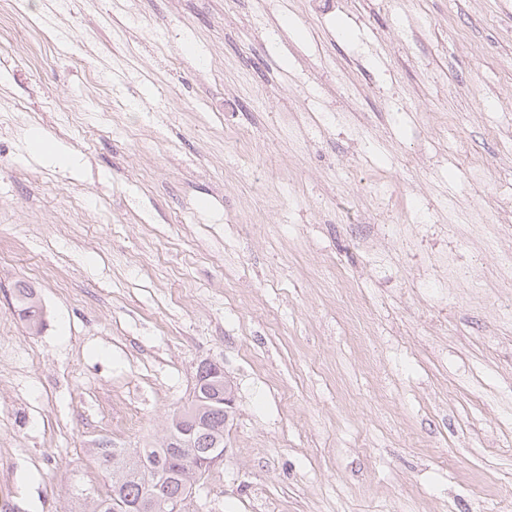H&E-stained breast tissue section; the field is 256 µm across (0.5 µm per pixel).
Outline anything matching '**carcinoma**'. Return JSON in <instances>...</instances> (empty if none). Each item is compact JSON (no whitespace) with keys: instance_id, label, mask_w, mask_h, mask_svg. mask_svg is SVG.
Segmentation results:
<instances>
[{"instance_id":"cac0c4a2","label":"carcinoma","mask_w":512,"mask_h":512,"mask_svg":"<svg viewBox=\"0 0 512 512\" xmlns=\"http://www.w3.org/2000/svg\"><path fill=\"white\" fill-rule=\"evenodd\" d=\"M13 301L19 318L32 332H39L44 325V312L38 291L25 282L16 284ZM203 427L194 434L192 448H141L134 454L143 455V459L129 462L125 459L114 461L112 448L106 443L92 449V456L100 466L111 475L123 472L120 485L108 484L107 488L92 499L88 512H113L112 497L126 504H136L147 498L158 499L156 512H166L169 505L182 497L185 481L179 476L191 458H205L211 448L224 445V405L211 402L202 408Z\"/></svg>"}]
</instances>
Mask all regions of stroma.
<instances>
[{
    "label": "stroma",
    "instance_id": "1",
    "mask_svg": "<svg viewBox=\"0 0 512 512\" xmlns=\"http://www.w3.org/2000/svg\"><path fill=\"white\" fill-rule=\"evenodd\" d=\"M56 3L0 11V512H84L204 362L196 512H512V0ZM13 301L27 328L39 332L44 325V312L38 291L25 282H18L13 291Z\"/></svg>",
    "mask_w": 512,
    "mask_h": 512
}]
</instances>
